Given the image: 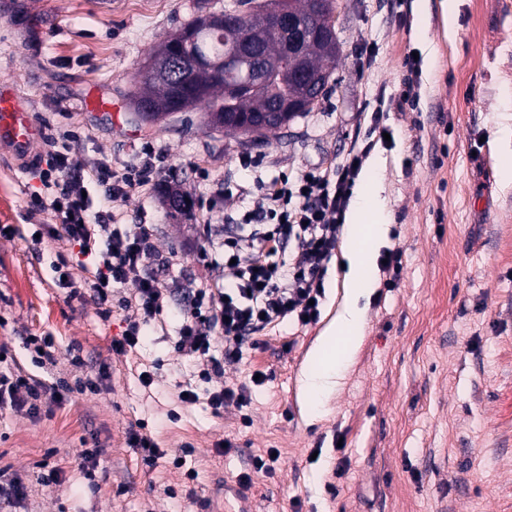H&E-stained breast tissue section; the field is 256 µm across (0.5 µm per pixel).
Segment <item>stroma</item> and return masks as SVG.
Instances as JSON below:
<instances>
[{"mask_svg":"<svg viewBox=\"0 0 512 512\" xmlns=\"http://www.w3.org/2000/svg\"><path fill=\"white\" fill-rule=\"evenodd\" d=\"M340 4L332 92L255 144L205 129L196 111L136 119L128 94L141 66L191 20L195 0H9L0 14V85L20 93L34 121L57 124L68 112L85 127L70 152L74 166L161 148L158 186L133 193L122 212L124 223L154 225L155 263L174 291L167 334L146 332L135 348L114 352L123 312L106 319L91 299H68L53 267L67 245L48 238L49 216L27 209L38 185L30 163L0 149V226L14 229L0 235V354L71 384L89 361L112 373L101 394H71L51 417L0 412V472L31 486L16 512H291L296 498L301 512H512V180L501 175L507 160L496 140L501 124L512 125V108L502 107L512 93V0H459L453 33L441 0H411L403 28L385 0ZM415 52L435 53L438 67L419 69L420 98L400 108L403 60ZM92 85L120 102L123 127L81 111ZM367 130L369 156L381 161L384 247L401 251L403 270L391 283L379 264L368 269L375 287L365 338L341 387L314 415L303 381L343 301L338 251L315 323L280 326L223 377L204 379L203 362L174 349L189 308L175 284L229 281L224 237L250 232L242 218L258 180L337 163ZM243 154L255 173L241 169ZM168 186L187 194L189 217H171ZM33 336L51 338L53 362L34 361ZM77 353L83 364L73 363ZM258 372L266 380L256 386ZM189 385L198 399L181 402ZM219 385L249 387L251 403L214 413L206 395ZM140 424L164 457L150 462L129 446ZM94 446L104 448V463L90 479L79 463ZM270 448L280 453L275 475L241 490L239 475ZM342 455L348 465L338 479ZM44 460L61 469V482L37 484ZM331 481L338 496L326 489Z\"/></svg>","mask_w":512,"mask_h":512,"instance_id":"35a3bbf8","label":"stroma"}]
</instances>
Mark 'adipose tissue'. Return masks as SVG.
<instances>
[{"label":"adipose tissue","mask_w":512,"mask_h":512,"mask_svg":"<svg viewBox=\"0 0 512 512\" xmlns=\"http://www.w3.org/2000/svg\"><path fill=\"white\" fill-rule=\"evenodd\" d=\"M382 183H371L361 192L349 215V234L343 247L347 261L345 292L335 318L326 327L312 355L319 370L310 373L305 389L316 403H323L338 385L344 366L354 357L366 332V308L372 292L366 271L374 253L386 239V215Z\"/></svg>","instance_id":"ef3b65f1"}]
</instances>
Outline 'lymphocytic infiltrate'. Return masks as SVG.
I'll return each instance as SVG.
<instances>
[{
	"label": "lymphocytic infiltrate",
	"instance_id": "1",
	"mask_svg": "<svg viewBox=\"0 0 512 512\" xmlns=\"http://www.w3.org/2000/svg\"><path fill=\"white\" fill-rule=\"evenodd\" d=\"M81 137L73 125L44 135L43 165L33 172L41 187L30 194L28 207L60 218L50 236L76 246L79 256L95 259V271L72 285L70 294L125 312L127 327L112 341L113 351L123 353L135 348L144 329L166 328L171 291L148 272L154 227L118 223L115 212L131 193L157 184L161 153L149 145L135 162L105 160L81 170L69 157L71 144ZM371 148L356 140L346 161L333 169L312 168L292 180L260 183L252 209L243 216L252 232L224 241L235 285L227 288L212 280L189 288L191 309L175 338L178 353L206 360L211 374L219 376L225 365L263 346L267 331L287 321H317L323 271L336 249L359 164ZM108 378L102 367L71 386L26 375L15 364L0 366V409L38 419L51 413L43 396L61 402L75 392L97 394Z\"/></svg>",
	"mask_w": 512,
	"mask_h": 512
}]
</instances>
